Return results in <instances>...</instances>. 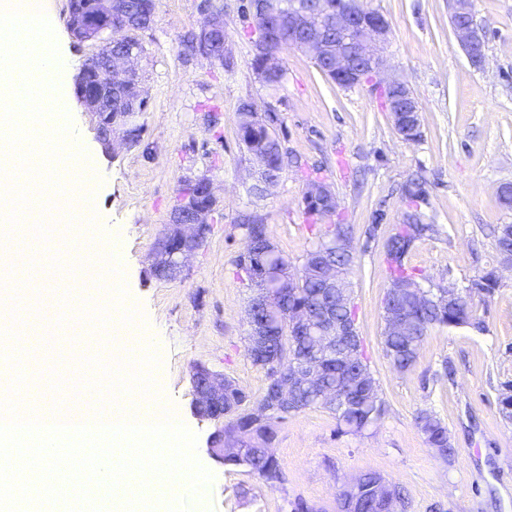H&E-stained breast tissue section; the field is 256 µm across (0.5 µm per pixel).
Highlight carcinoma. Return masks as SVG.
Masks as SVG:
<instances>
[{
    "instance_id": "carcinoma-1",
    "label": "carcinoma",
    "mask_w": 512,
    "mask_h": 512,
    "mask_svg": "<svg viewBox=\"0 0 512 512\" xmlns=\"http://www.w3.org/2000/svg\"><path fill=\"white\" fill-rule=\"evenodd\" d=\"M192 50L201 53L209 50L220 59L222 65H230V56L226 46L214 44L203 45L201 40L191 42ZM262 111L254 102H245L238 109V124L241 141L246 149L260 153L266 160V172L271 177H280L284 168V158L280 143L276 138H267L266 129L252 125L253 115ZM425 197L422 183L414 180L407 189V198L411 211L405 215V222L396 226L395 231L385 243V261L390 271L392 282L404 284L409 292L403 298L401 310L408 318L406 330L399 335L384 331L383 344L392 367L399 372H406L414 367L420 346L430 328L434 326H478L474 303L468 300L465 289L459 290L457 303L448 306V287L439 285L437 291L430 296L420 294L423 285L416 273L406 267L405 259L416 243L438 233L437 225L423 224L419 201ZM306 214L312 218L313 224L329 221L334 213L326 209L320 202H309ZM246 236L253 239L255 247L264 245L269 237L267 225L264 223L248 224L241 222ZM317 243L307 252L300 270V281L293 288H280L278 283L295 275L288 259L281 253L271 257L262 255L271 274L268 280L254 284V288L272 294L274 307L261 310L263 317L274 330L272 354L278 358L281 366L287 367L295 361L313 353V346L303 336H297L290 330L286 321L285 311L302 309L313 312L323 297L320 295L321 285L317 273L318 266L311 264L310 256L318 249L328 252V258L336 265L338 288H336V314L342 319L355 320L353 290L348 280L349 270L354 262V248L349 228L345 224H330L326 228H317ZM326 382L335 390L336 401L328 402L312 395L304 394L297 411L322 406L336 418V425L341 432L363 433L375 426L385 414L384 401L380 396V388L368 366L362 341L354 336L347 360L332 357L324 360ZM249 396L232 381L224 380V416L229 421L224 425V437L236 436L241 447L237 452L227 454L224 464L244 467L249 472L267 480L281 478L280 465L272 452V444L277 437V425L283 419L281 415L259 416L249 407ZM416 426L424 435L427 444L438 450L443 456L453 453L448 442V428L431 411L422 410L415 418ZM380 474L366 471L360 475L358 493L368 507V512H379L380 501L378 490Z\"/></svg>"
}]
</instances>
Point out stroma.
Segmentation results:
<instances>
[{
    "label": "stroma",
    "mask_w": 512,
    "mask_h": 512,
    "mask_svg": "<svg viewBox=\"0 0 512 512\" xmlns=\"http://www.w3.org/2000/svg\"><path fill=\"white\" fill-rule=\"evenodd\" d=\"M213 2L223 11L232 71L184 44L200 31L201 0H157L153 23L139 31L148 106L138 144L116 142L114 155H106L74 85L65 88L74 135L101 170L96 209L85 224L104 235L120 229L125 286L161 356L155 388L196 433L197 457L213 475L190 512H295L301 502L311 512H338L343 484L367 470L404 488L405 512H512V419L500 411L512 384V272L500 270L490 235L496 225L512 224L498 194L512 184V0L474 2L487 32L480 68L457 42L448 0H364L389 23L380 80L339 86L310 55L291 48L283 54L287 79L276 90L252 68L258 33L248 0ZM45 4L69 74L77 76L92 48L77 45L70 32L69 0ZM392 78L418 101L419 140H404L393 125L380 86ZM245 101L278 116L285 170L262 199L251 192L254 162L239 134L237 110ZM310 173L330 185L336 220L350 227L355 327L386 412L362 434L338 433L333 415L319 407L288 415L273 447L282 477L268 481L210 456L208 440L223 422L195 415L191 375L202 366L251 398L262 395L266 374L247 356L253 290L237 266L247 244L239 219L258 212L278 249L301 266L314 242L303 200ZM201 177L217 199L211 233L178 277L156 279L150 267L179 189ZM417 177L426 181L423 219L439 232L417 242L408 265L434 286H465L495 268L501 284L476 302L481 327L431 329L415 366L400 373L382 342V302L391 286L383 246L408 208L404 186ZM70 315L61 306L25 339L0 334V356L26 377L29 407L64 405L85 378L82 357L112 359L111 326L76 340ZM422 409L447 426L452 456L427 444L415 424Z\"/></svg>",
    "instance_id": "obj_1"
}]
</instances>
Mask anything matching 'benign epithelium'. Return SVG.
<instances>
[{
    "mask_svg": "<svg viewBox=\"0 0 512 512\" xmlns=\"http://www.w3.org/2000/svg\"><path fill=\"white\" fill-rule=\"evenodd\" d=\"M451 23L458 42L470 63L481 66L486 58V33L474 16L472 0H450ZM206 23L203 35L214 38L224 35V19L221 13L208 6L204 9ZM258 13L263 19L260 36L256 41V54L264 60L265 69L257 73L260 82H265L269 71L281 63L279 46L271 39L269 30L277 27L290 30L297 26L305 29V36L295 47L318 59L334 56L332 72L338 84L351 88L365 82V77L356 66V58L369 61L371 76H378L384 67L381 49L386 43L389 24L377 15L373 22L365 21L364 0H345V8L336 17V27L347 34L346 45H332L325 38V15L307 0H292L288 11L281 12L276 7L261 3ZM119 14L123 26L129 32L148 28L151 20L127 12L121 0H95L86 5L82 0L69 2V29L79 42H93L99 45L97 51L88 57L91 64L103 63L101 78L91 89H86V73L76 78L77 96L95 125L96 136L107 152L114 149V137L123 133V141L133 145V131L139 128L137 119L147 107V101L139 89L140 73L138 61L142 57L137 42L123 51H112V30L104 20ZM117 91L127 105V111H112V92ZM383 91L395 92L402 99L397 108H389L394 127L402 122H410L419 116V106L413 93L399 80L383 82ZM214 207L198 202V196L188 194L182 198L170 214L168 230L160 243L153 270L164 278L173 279L180 271L184 259L199 249L210 231L209 215ZM248 345L253 358L273 368L274 382L270 394L262 402L255 403V411L261 414L286 413L293 411L295 393L300 387L316 385L320 381L321 366L315 360L296 362L292 368H282L273 358L268 357L269 323L248 313ZM290 326L311 337L321 348L329 350L336 346V340L352 333L353 327L336 320V314L322 309L316 317L299 310L292 313ZM196 404L224 415V382L211 372L197 368L192 375ZM359 478L349 481L342 491V512H358L357 485Z\"/></svg>",
    "mask_w": 512,
    "mask_h": 512,
    "instance_id": "1",
    "label": "benign epithelium"
}]
</instances>
